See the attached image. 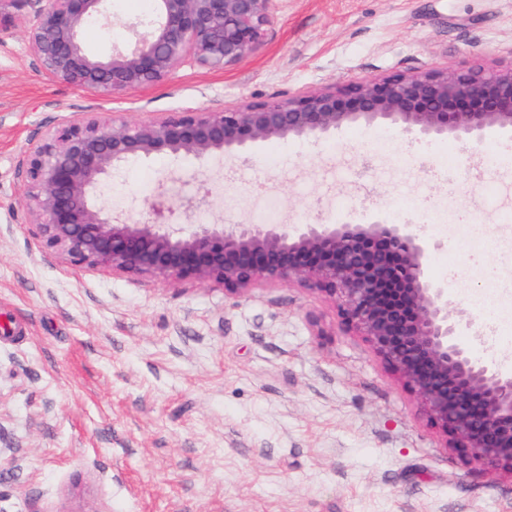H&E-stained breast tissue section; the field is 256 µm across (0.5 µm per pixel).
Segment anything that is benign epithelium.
Listing matches in <instances>:
<instances>
[{"mask_svg": "<svg viewBox=\"0 0 512 512\" xmlns=\"http://www.w3.org/2000/svg\"><path fill=\"white\" fill-rule=\"evenodd\" d=\"M275 0H155L150 16L100 58L81 42L87 23L112 24L109 0H0V32L29 7L26 41L41 73L103 97L168 79L186 64L226 70L263 45ZM353 124H387L423 137L479 144L512 130V62L488 72L432 68L327 84L278 100L242 101L131 123L83 112L29 148L19 164L41 246L74 267L176 285L250 290L298 284L337 304L346 331L420 400L431 424L468 461L512 476V373L457 341L448 289L428 270L429 246L384 213L358 224H196L209 194L173 204L166 185L133 216L97 205L101 183L131 158L250 159L273 140H319Z\"/></svg>", "mask_w": 512, "mask_h": 512, "instance_id": "obj_1", "label": "benign epithelium"}]
</instances>
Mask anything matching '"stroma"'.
<instances>
[{"label": "stroma", "instance_id": "1", "mask_svg": "<svg viewBox=\"0 0 512 512\" xmlns=\"http://www.w3.org/2000/svg\"><path fill=\"white\" fill-rule=\"evenodd\" d=\"M262 47L224 71L190 65L106 99L49 80L25 12L0 35V512H512V476L465 462L333 301L295 285L239 300L72 268L42 249L24 151L81 112L139 122L276 100L329 82L512 61V0H276ZM141 0H112L83 42L108 54ZM512 131L472 146L351 125L273 141L249 161L131 159L97 202L140 210L168 180L208 194L199 224L357 222L410 200L475 357L512 358ZM498 274L489 288L487 268ZM317 316L327 333L315 335Z\"/></svg>", "mask_w": 512, "mask_h": 512}]
</instances>
